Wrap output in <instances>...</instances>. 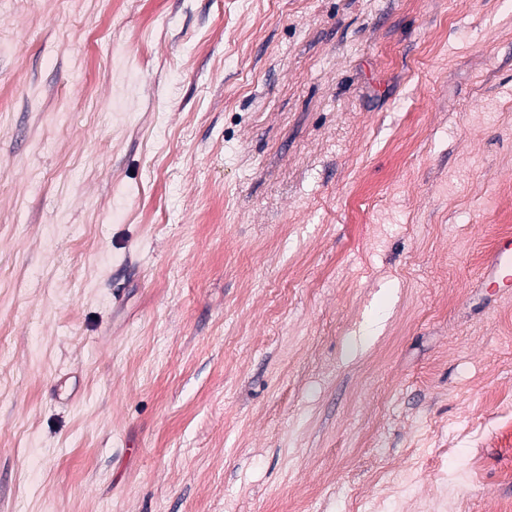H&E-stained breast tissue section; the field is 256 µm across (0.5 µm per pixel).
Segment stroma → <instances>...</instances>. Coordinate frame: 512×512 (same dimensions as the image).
<instances>
[{
  "mask_svg": "<svg viewBox=\"0 0 512 512\" xmlns=\"http://www.w3.org/2000/svg\"><path fill=\"white\" fill-rule=\"evenodd\" d=\"M508 233L500 0H0V512H512ZM482 288H487L495 297L509 294L512 288V237L504 235L488 252L483 263ZM502 288V289H501Z\"/></svg>",
  "mask_w": 512,
  "mask_h": 512,
  "instance_id": "obj_1",
  "label": "stroma"
}]
</instances>
